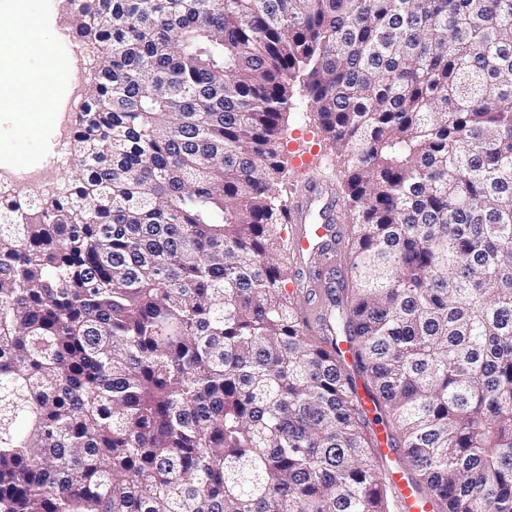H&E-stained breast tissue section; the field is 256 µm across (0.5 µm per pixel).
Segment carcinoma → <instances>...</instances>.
Listing matches in <instances>:
<instances>
[{
	"label": "carcinoma",
	"instance_id": "obj_1",
	"mask_svg": "<svg viewBox=\"0 0 512 512\" xmlns=\"http://www.w3.org/2000/svg\"><path fill=\"white\" fill-rule=\"evenodd\" d=\"M50 194H0V512H390L279 218L293 85L352 228L327 327L445 512H512V0H63ZM296 283V286L298 288H304V282L303 281H295ZM307 289H310V288H304V289H301L297 292V295H298V306H301V311H302V316H305L308 312H314V313H317V309L320 308V305H321V300L319 299V303H316V300L317 298H315L313 301H311L310 303L309 302H306L307 299H304V296H305V291ZM301 291V292H300ZM304 291V292H302ZM320 313L318 314H307L306 315V319H307V323L308 325L310 326V328L312 330H314L315 332H322V328H323V323L322 321L319 320V315Z\"/></svg>",
	"mask_w": 512,
	"mask_h": 512
}]
</instances>
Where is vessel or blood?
<instances>
[{
  "label": "vessel or blood",
  "instance_id": "vessel-or-blood-1",
  "mask_svg": "<svg viewBox=\"0 0 512 512\" xmlns=\"http://www.w3.org/2000/svg\"><path fill=\"white\" fill-rule=\"evenodd\" d=\"M337 205L338 199L330 187L313 183L290 209L291 253L301 267H312L321 252L332 250L340 235ZM377 447L385 461V477L401 512H440L441 503L419 492L411 467L388 437H379Z\"/></svg>",
  "mask_w": 512,
  "mask_h": 512
}]
</instances>
